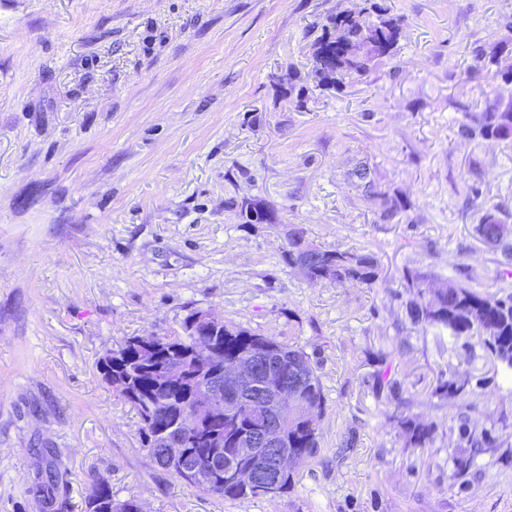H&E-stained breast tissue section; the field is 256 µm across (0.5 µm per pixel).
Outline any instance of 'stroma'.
I'll list each match as a JSON object with an SVG mask.
<instances>
[{
  "mask_svg": "<svg viewBox=\"0 0 512 512\" xmlns=\"http://www.w3.org/2000/svg\"><path fill=\"white\" fill-rule=\"evenodd\" d=\"M386 3L398 54L321 91L312 44L363 0H0V512H43L53 475L69 512L99 475L143 512H512V379L478 342L412 329L402 281L468 266L512 292L477 233L487 202L512 225V144L459 134L512 104V0ZM498 42L490 72L474 49ZM362 164L411 201L397 223L354 187ZM245 199L275 224L242 223ZM292 224L373 253L378 281L309 282L283 259ZM193 309L316 355L322 455L290 492L227 500L154 466L101 380L118 341L175 335ZM458 370V405L506 442L462 482L434 394ZM403 417L434 424L433 445Z\"/></svg>",
  "mask_w": 512,
  "mask_h": 512,
  "instance_id": "35a3bbf8",
  "label": "stroma"
}]
</instances>
